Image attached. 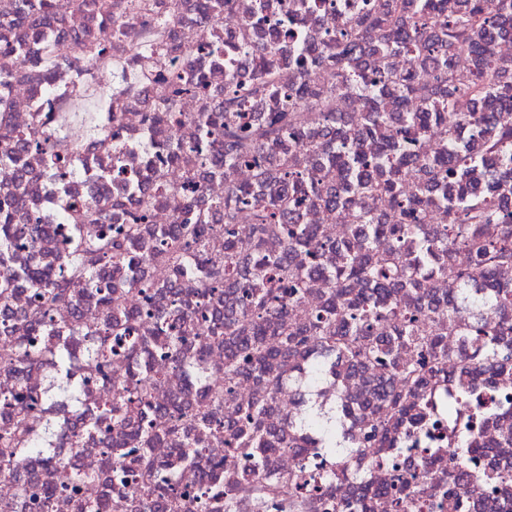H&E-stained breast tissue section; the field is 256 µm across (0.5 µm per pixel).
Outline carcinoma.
<instances>
[{
    "instance_id": "obj_1",
    "label": "carcinoma",
    "mask_w": 512,
    "mask_h": 512,
    "mask_svg": "<svg viewBox=\"0 0 512 512\" xmlns=\"http://www.w3.org/2000/svg\"><path fill=\"white\" fill-rule=\"evenodd\" d=\"M228 2L199 0L203 21L223 20ZM489 2L389 0L385 12L359 9L346 28L328 26L317 39L299 41L288 63L303 78L289 90L274 81L281 34L273 30L257 44L238 47L255 65L224 73V111L194 118L204 138L221 141L222 149L205 152L193 140L170 139L173 160L192 161L213 173L240 163L256 171L255 183L228 188L213 203V209L224 211V266L206 271L203 285L206 295L218 288L231 295L224 330H213L215 339H224V383L251 376L264 382L263 394L234 434V448L252 464L235 488H252L264 459L280 448L306 454L301 438L268 431L265 415L287 358L317 345L335 351L347 375H364L371 366L386 370L367 404L374 413L367 440L384 451L388 480L366 485L362 495L342 505V512H375L383 499L398 512L424 495L428 512H481L486 493L512 491V467L495 465L477 474L466 467L482 448H512V428L501 429L491 445L478 434L487 411L476 381L512 375V211L501 203L512 194V60L492 50L494 39L509 33L512 0H497L494 9ZM58 21L52 0H15L3 23L24 31L30 22L48 29ZM457 44L474 58L467 74L453 67L451 48ZM375 52L426 57L435 74L429 79L414 68L397 72L389 67L373 72L367 59ZM166 81L170 94L149 115L153 126L171 117V95L208 89L206 76L175 64ZM349 88L359 90L364 101L356 129L323 108ZM263 93L272 101L271 111L254 123L244 104ZM429 131L441 140L428 158L434 183L414 188L406 183L414 162L410 147ZM56 146L50 136L7 130L0 136V162L15 161L30 149L50 155ZM268 181L277 183L279 193H256V186ZM30 194L27 188L11 195L0 209L1 300L10 292L4 265L13 237L47 233L40 224L13 223L12 210L23 208ZM345 196L354 207L346 239L333 241L319 225L303 223V208L336 210ZM379 198L399 213V223L377 221ZM242 206L253 221L247 242L237 241L232 230ZM435 208L442 210L443 223L428 228L426 214ZM145 218L143 209L126 224L93 229L77 242V256L55 268L26 270L36 302L26 317L30 327L43 336H59L63 327L49 316L53 305L110 289V266H131L139 258L138 224ZM209 220L210 211L200 208L160 227L155 257L178 272L197 270L202 244L213 230ZM457 249L468 254V264H450V251ZM317 277L326 280L327 296L302 317L300 301ZM399 288L420 291L428 301L402 307L395 299ZM135 318L133 311L106 318L98 328L103 343L94 352L95 364L112 357V331L121 326L130 331ZM422 322L429 331L418 328ZM197 331L185 314L175 324L158 326L164 347L175 357ZM456 341L464 349L454 356L449 347ZM449 384L468 413L448 433V454H431L439 466L427 462L421 471L408 472L399 463L398 439L439 427L428 396ZM133 403L132 393L119 388L104 413L115 434L149 445L168 411L156 410L131 430L124 407ZM302 425L319 435L324 456L343 463L354 453L340 418L313 409ZM23 438L21 429L0 438V472L18 465L15 448Z\"/></svg>"
}]
</instances>
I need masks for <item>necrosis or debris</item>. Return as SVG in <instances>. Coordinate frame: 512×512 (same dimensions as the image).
Returning a JSON list of instances; mask_svg holds the SVG:
<instances>
[{
  "instance_id": "4bbe7bcc",
  "label": "necrosis or debris",
  "mask_w": 512,
  "mask_h": 512,
  "mask_svg": "<svg viewBox=\"0 0 512 512\" xmlns=\"http://www.w3.org/2000/svg\"><path fill=\"white\" fill-rule=\"evenodd\" d=\"M198 0H112V12L119 21L130 24L131 36L121 38L114 26L104 24L97 12L84 6L83 0H71L52 28L28 32L22 55L10 58L12 72L0 96L10 103L6 123L13 130L38 132L50 129L64 141L72 164L79 168V179L58 182L42 156L26 155L23 167L0 165V196L32 181L39 187L37 198L27 211L18 213L19 224L48 225L49 234L37 242L21 239L8 254L6 265L17 271L7 301H0V317L27 309L33 295L21 269L55 262L63 250V239L77 238L87 230L88 222L80 208L91 193L101 186L102 178L124 168L127 182L120 198L122 204L110 209L111 224L122 223L124 211L138 206L156 194L159 185L180 187L195 181L190 194L191 209L218 199L228 180L199 168L170 161L157 147L160 135L147 120L162 88L157 78L169 61L178 59L197 71L212 74L213 94L201 99L191 92L174 98L177 131L183 138L197 132L193 117L214 109L224 98L225 57L198 52L200 43L217 35L231 33L249 42L260 40L264 31L279 28L310 36L318 35L326 19L324 11L308 9L299 14L285 11L281 0H269L270 8L255 13V0H234L227 27L205 26L197 11ZM165 16L167 24L156 27V16ZM160 41L168 46L164 56H148L147 45ZM104 46L105 59L91 58L87 50ZM51 51L52 68H44V51ZM182 211L170 200L150 207L148 218L140 226L139 243L144 261L141 280L150 282L147 290L133 288L131 273L125 267L112 268L113 296L130 295L137 317L132 323L138 336L137 354L113 353L101 367L94 366L92 354L97 337L87 335L89 326L100 323L106 307L90 295L80 305H61L51 311L60 324L71 326L66 342L68 358L59 362L55 337L42 336L26 323L15 321L14 331L0 330V390L15 389L19 397L11 403L0 401V435L13 432L17 423L28 429L22 462L13 474L0 475V512H77L80 497L72 485L61 483V469L92 474L95 490L106 503V512H137L138 489L144 483L158 485L152 512H213L215 496L230 486L248 468L243 455L229 447L248 405L261 392L254 377L240 379L232 388L224 386V343L212 339L210 330L224 321V292L200 300L198 274H182L167 280L163 266L154 261L156 231L162 224L179 221ZM190 313L199 326L186 347L182 365H173L164 352L147 338L157 328V317L173 308ZM38 347L35 360L21 357L25 346ZM154 376L145 390L140 411L164 408L177 418L174 432L160 435L148 453H140L138 441L122 448L109 447L112 434L101 421L99 405L111 399L117 385L130 383L141 370ZM295 377L284 382L270 401L265 424L269 431H287L308 405L331 412L345 390H360L350 381L348 387L336 384V372L330 360L319 351H311L294 361ZM220 395L226 413L222 438L205 442L199 463L186 465L176 456V448L195 439L204 425L197 415L199 404L212 395ZM370 420L364 412L348 417L344 431L357 451L346 469L340 470L335 483L327 485L323 498L311 501L304 512H336L337 498L352 499L360 493L352 472L364 474L367 483L377 485L387 477V469L373 449L364 447L362 435ZM51 499H44V492ZM294 490L279 484L272 494L237 493L232 512H293Z\"/></svg>"
}]
</instances>
